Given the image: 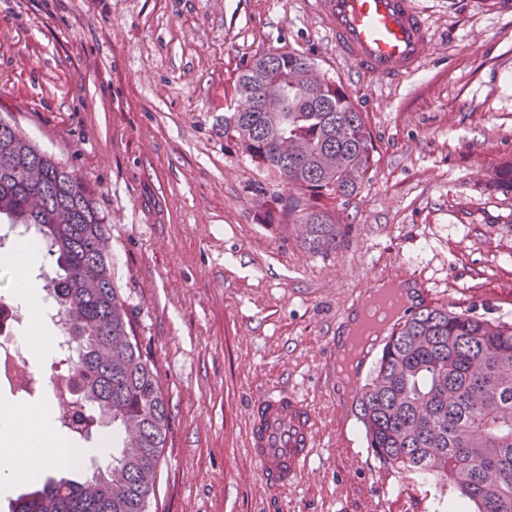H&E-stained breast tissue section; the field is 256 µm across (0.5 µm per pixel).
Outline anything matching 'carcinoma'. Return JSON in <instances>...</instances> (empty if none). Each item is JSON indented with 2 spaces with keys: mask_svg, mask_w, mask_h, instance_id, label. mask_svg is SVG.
Here are the masks:
<instances>
[{
  "mask_svg": "<svg viewBox=\"0 0 512 512\" xmlns=\"http://www.w3.org/2000/svg\"><path fill=\"white\" fill-rule=\"evenodd\" d=\"M266 94L258 104L256 92ZM224 138L279 177L285 216L310 254L345 245L346 206L374 164L370 133L344 85L302 51L267 53L241 70ZM0 219L35 226L54 269L49 295L69 336L73 440L90 416L112 427V461L79 482L47 478L8 512H148L157 495L169 409L112 278L110 227L74 172L0 117ZM355 410L386 464L446 482L468 512H512V324L417 309L384 345Z\"/></svg>",
  "mask_w": 512,
  "mask_h": 512,
  "instance_id": "carcinoma-1",
  "label": "carcinoma"
}]
</instances>
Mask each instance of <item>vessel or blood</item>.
Segmentation results:
<instances>
[{"instance_id": "vessel-or-blood-1", "label": "vessel or blood", "mask_w": 512, "mask_h": 512, "mask_svg": "<svg viewBox=\"0 0 512 512\" xmlns=\"http://www.w3.org/2000/svg\"><path fill=\"white\" fill-rule=\"evenodd\" d=\"M337 51L355 69L386 81L416 72L425 57L429 27L411 0H320ZM402 293L386 298L375 320H358L355 329L382 345L404 313ZM372 346L351 348L354 361L367 360ZM246 446L258 462L265 484L288 487L308 470L316 447V416L301 394L264 389L252 400Z\"/></svg>"}]
</instances>
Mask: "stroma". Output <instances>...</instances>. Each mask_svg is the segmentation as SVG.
I'll use <instances>...</instances> for the list:
<instances>
[{
    "instance_id": "1",
    "label": "stroma",
    "mask_w": 512,
    "mask_h": 512,
    "mask_svg": "<svg viewBox=\"0 0 512 512\" xmlns=\"http://www.w3.org/2000/svg\"><path fill=\"white\" fill-rule=\"evenodd\" d=\"M431 26L395 83L342 59L317 0H0V115L73 170L169 402L150 512H454L449 487L336 438L333 357L355 297L418 278L436 307L512 323V0H413ZM298 49L356 101L375 151L339 254L306 253L282 192L224 136L245 65ZM312 403L308 472L268 488L245 446L260 390ZM386 486L384 496L375 487Z\"/></svg>"
}]
</instances>
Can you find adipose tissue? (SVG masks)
Segmentation results:
<instances>
[{
  "instance_id": "adipose-tissue-1",
  "label": "adipose tissue",
  "mask_w": 512,
  "mask_h": 512,
  "mask_svg": "<svg viewBox=\"0 0 512 512\" xmlns=\"http://www.w3.org/2000/svg\"><path fill=\"white\" fill-rule=\"evenodd\" d=\"M38 263L36 248L27 245L18 248L10 261L15 271L11 296L29 314V325L19 338L21 345L40 362L48 363L57 355V341L46 324L39 293L30 277ZM57 414V407L48 404L26 410H0V441H7L20 450L19 455L0 457L1 490H8L10 484L24 474L70 460L67 443L55 438L49 430Z\"/></svg>"
}]
</instances>
